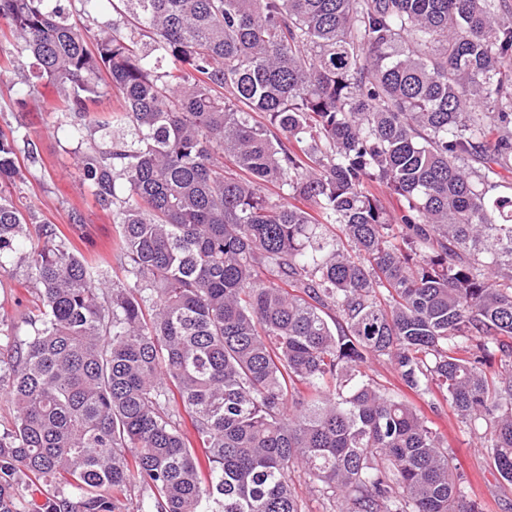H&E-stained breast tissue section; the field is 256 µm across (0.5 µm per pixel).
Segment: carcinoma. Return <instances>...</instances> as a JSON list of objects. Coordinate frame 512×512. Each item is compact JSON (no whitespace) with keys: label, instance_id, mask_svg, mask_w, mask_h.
Here are the masks:
<instances>
[{"label":"carcinoma","instance_id":"1","mask_svg":"<svg viewBox=\"0 0 512 512\" xmlns=\"http://www.w3.org/2000/svg\"><path fill=\"white\" fill-rule=\"evenodd\" d=\"M69 3L0 0V60L56 86L127 283L25 249L38 149L0 129V271L37 294L27 339L0 319V512H305L297 470L330 512H478L372 359L512 485V0H116L92 43ZM368 373L378 382L384 384L386 387L399 392L402 389L401 384L396 376V373L391 367L381 361L372 360L368 364Z\"/></svg>","mask_w":512,"mask_h":512}]
</instances>
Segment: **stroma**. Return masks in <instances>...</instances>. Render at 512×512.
Wrapping results in <instances>:
<instances>
[{"label": "stroma", "instance_id": "stroma-1", "mask_svg": "<svg viewBox=\"0 0 512 512\" xmlns=\"http://www.w3.org/2000/svg\"><path fill=\"white\" fill-rule=\"evenodd\" d=\"M28 76L27 68L20 65L0 68V128L21 127L37 142L42 157L41 163L24 169L12 190L13 201L21 210H36L40 219L57 225L85 258L106 256L114 281H124L125 273L111 250L118 226L111 211L102 209L88 194L73 163L74 144L57 110V91L48 84L31 88ZM72 209L81 213L82 223H69L67 214ZM34 288L25 268L0 275V313L18 321L22 309L31 304ZM431 419L466 477L468 498L478 503L481 512H512V486L490 466L486 449L457 421L446 401H439Z\"/></svg>", "mask_w": 512, "mask_h": 512}]
</instances>
